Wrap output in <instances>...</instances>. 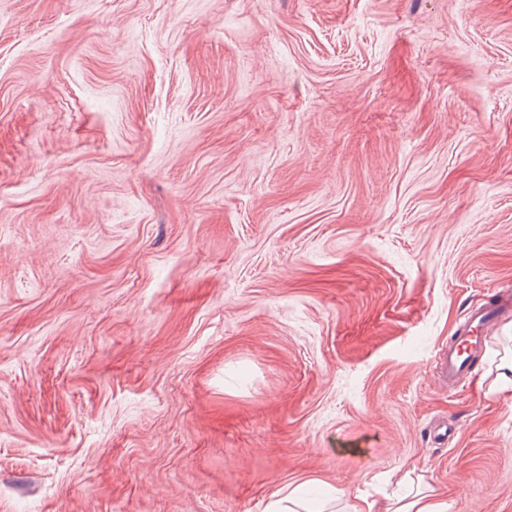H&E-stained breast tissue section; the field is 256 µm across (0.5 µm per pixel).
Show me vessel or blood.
<instances>
[{
	"label": "vessel or blood",
	"instance_id": "vessel-or-blood-1",
	"mask_svg": "<svg viewBox=\"0 0 512 512\" xmlns=\"http://www.w3.org/2000/svg\"><path fill=\"white\" fill-rule=\"evenodd\" d=\"M512 310L511 300H497L472 311L447 348L438 351L436 368L449 389L459 387L474 358L481 354L500 315Z\"/></svg>",
	"mask_w": 512,
	"mask_h": 512
}]
</instances>
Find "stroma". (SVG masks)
<instances>
[{
	"label": "stroma",
	"instance_id": "obj_1",
	"mask_svg": "<svg viewBox=\"0 0 512 512\" xmlns=\"http://www.w3.org/2000/svg\"><path fill=\"white\" fill-rule=\"evenodd\" d=\"M502 294L512 0H0V512H512ZM511 307L512 302L507 298L472 311L458 335L448 343V347L438 351L435 366L443 381L448 383V390L458 388L462 379L467 377L473 359L485 350L489 334L500 315ZM288 502V504H287ZM325 512V504L310 505L303 496L302 486L295 487L288 498L277 497L266 506V512ZM448 504L435 499L430 493L417 492L411 499L401 498L390 501L387 506L375 508V503H369L366 508L353 507L352 512H446Z\"/></svg>",
	"mask_w": 512,
	"mask_h": 512
}]
</instances>
